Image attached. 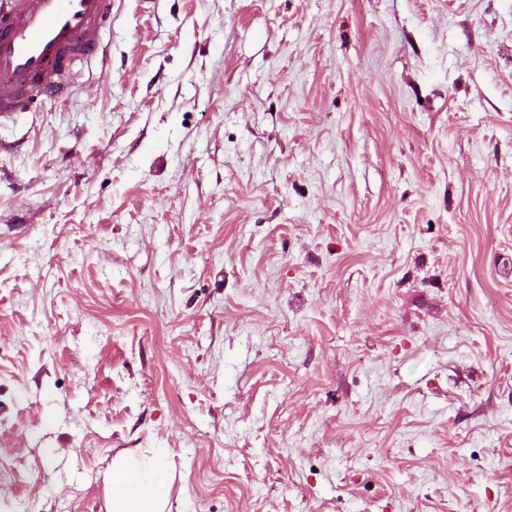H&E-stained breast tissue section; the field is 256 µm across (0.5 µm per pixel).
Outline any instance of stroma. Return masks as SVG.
Listing matches in <instances>:
<instances>
[{"label":"stroma","instance_id":"stroma-1","mask_svg":"<svg viewBox=\"0 0 512 512\" xmlns=\"http://www.w3.org/2000/svg\"><path fill=\"white\" fill-rule=\"evenodd\" d=\"M0 121V512H512V0H113ZM162 470V448L113 457L112 467L104 475V483L112 487L107 512H164L166 496L158 491L156 481Z\"/></svg>","mask_w":512,"mask_h":512}]
</instances>
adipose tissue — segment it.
I'll list each match as a JSON object with an SVG mask.
<instances>
[{"mask_svg":"<svg viewBox=\"0 0 512 512\" xmlns=\"http://www.w3.org/2000/svg\"><path fill=\"white\" fill-rule=\"evenodd\" d=\"M164 468L162 449L126 452L113 457L104 482L111 486L107 512H164L166 497L156 478Z\"/></svg>","mask_w":512,"mask_h":512,"instance_id":"1","label":"adipose tissue"}]
</instances>
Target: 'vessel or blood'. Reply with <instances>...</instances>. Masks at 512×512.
I'll return each mask as SVG.
<instances>
[{
	"label": "vessel or blood",
	"mask_w": 512,
	"mask_h": 512,
	"mask_svg": "<svg viewBox=\"0 0 512 512\" xmlns=\"http://www.w3.org/2000/svg\"><path fill=\"white\" fill-rule=\"evenodd\" d=\"M112 0H0V120L62 97L80 60H106Z\"/></svg>",
	"instance_id": "vessel-or-blood-1"
}]
</instances>
